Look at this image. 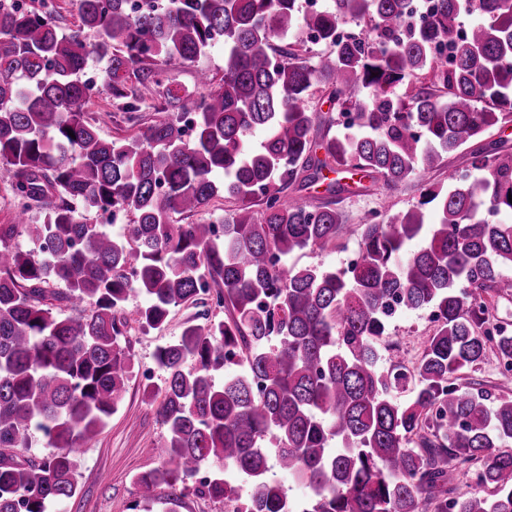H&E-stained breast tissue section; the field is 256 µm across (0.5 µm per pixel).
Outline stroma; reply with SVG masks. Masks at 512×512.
Listing matches in <instances>:
<instances>
[{"instance_id":"1","label":"stroma","mask_w":512,"mask_h":512,"mask_svg":"<svg viewBox=\"0 0 512 512\" xmlns=\"http://www.w3.org/2000/svg\"><path fill=\"white\" fill-rule=\"evenodd\" d=\"M209 71L214 76L224 73V47L208 49L188 66L170 70L167 78L172 88L188 89L199 97L204 89L196 85V73ZM89 118L98 122L101 135L117 140L127 133L146 128L154 119L149 108L129 114L118 110L107 87H100L88 110ZM417 179H410L397 192L385 187L366 194H345L337 200L348 234L336 247L325 250L305 249L294 253L290 261L297 265L342 267L345 257L358 251L359 226L373 211L384 208L401 210L419 199ZM225 313L218 308L182 304L171 308L163 327L145 331L137 324L129 326V340L134 369L117 411L106 425L82 445L77 473L78 494L65 504L52 507L51 512H132L138 500L134 478L137 473L160 464L154 453L167 431L156 415L157 403L144 391L146 383L161 385L163 372L157 367L154 355L158 347L178 338L186 323H202L203 319L219 320ZM433 329L425 320L424 311H405L393 320L382 341L383 359L413 361L422 352L424 340Z\"/></svg>"}]
</instances>
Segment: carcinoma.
<instances>
[{
	"instance_id": "1",
	"label": "carcinoma",
	"mask_w": 512,
	"mask_h": 512,
	"mask_svg": "<svg viewBox=\"0 0 512 512\" xmlns=\"http://www.w3.org/2000/svg\"><path fill=\"white\" fill-rule=\"evenodd\" d=\"M411 12L412 0L312 11L300 0H77L78 24L64 31L48 0L23 11L0 0V170L20 201L0 224V512L75 497L81 443L129 380L127 315L159 329L171 307L206 293L228 317L187 326L154 355L167 436L161 465L135 477L144 502L512 512V397L455 383L490 354L512 376V330L489 302L512 296V222L485 216L512 214V151L479 144L512 123V0H436L404 35ZM464 15L479 21L453 43L452 64L438 62L432 44ZM349 21L365 22L366 41L336 42ZM318 39L329 50L305 57ZM217 43L220 82L199 72L209 91L198 99L166 88L145 130L117 143L86 118L99 91L83 79L89 61L137 112L138 87L162 86ZM411 79L420 85L397 93ZM316 87L351 116L349 132L330 134L336 119L309 104ZM456 152L481 176L452 169L446 188L421 181L411 208L370 212L357 265H288L347 233L335 201L295 191L395 190ZM222 192L234 208L221 234L174 220ZM83 212L128 224L115 237ZM134 286L144 303L128 312ZM424 309L434 327L421 357L384 365L390 323ZM36 432L54 449L37 463L21 457ZM271 460L305 483L300 503L269 478ZM470 470L490 494L456 493Z\"/></svg>"
}]
</instances>
